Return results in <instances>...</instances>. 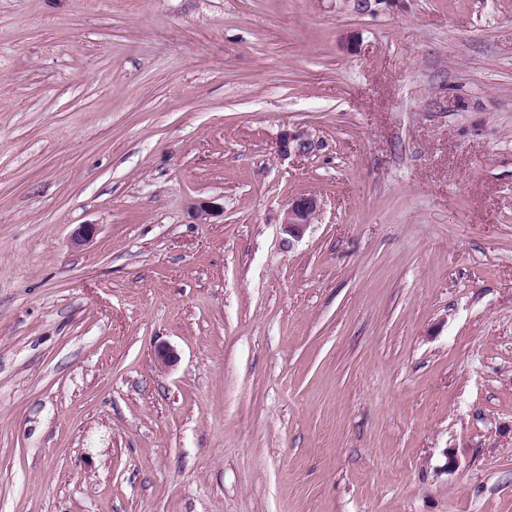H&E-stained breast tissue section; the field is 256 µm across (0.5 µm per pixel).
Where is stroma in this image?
Wrapping results in <instances>:
<instances>
[{
    "label": "stroma",
    "instance_id": "1",
    "mask_svg": "<svg viewBox=\"0 0 512 512\" xmlns=\"http://www.w3.org/2000/svg\"><path fill=\"white\" fill-rule=\"evenodd\" d=\"M0 512H512V0H0ZM314 146L313 140L304 132L285 133L276 143V152L281 156L308 153ZM321 209L320 200L313 194H298L290 199L281 222L282 231L288 240L301 239Z\"/></svg>",
    "mask_w": 512,
    "mask_h": 512
}]
</instances>
